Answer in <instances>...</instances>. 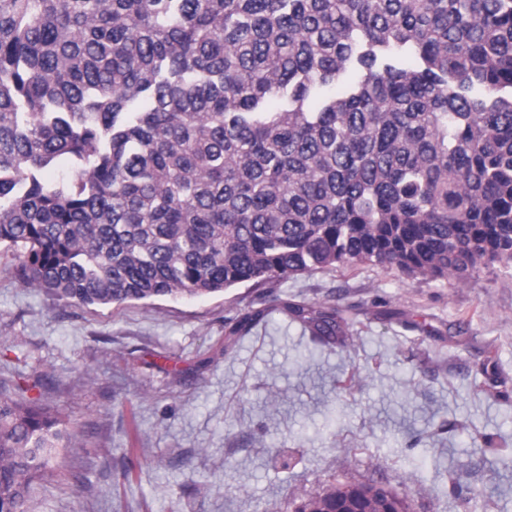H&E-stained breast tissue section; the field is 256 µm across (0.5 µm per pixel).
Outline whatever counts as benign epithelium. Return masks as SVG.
I'll list each match as a JSON object with an SVG mask.
<instances>
[{
	"label": "benign epithelium",
	"instance_id": "1",
	"mask_svg": "<svg viewBox=\"0 0 512 512\" xmlns=\"http://www.w3.org/2000/svg\"><path fill=\"white\" fill-rule=\"evenodd\" d=\"M298 512H408L406 502L382 485L342 484L316 497Z\"/></svg>",
	"mask_w": 512,
	"mask_h": 512
}]
</instances>
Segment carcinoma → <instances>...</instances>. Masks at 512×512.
<instances>
[{"instance_id":"cac0c4a2","label":"carcinoma","mask_w":512,"mask_h":512,"mask_svg":"<svg viewBox=\"0 0 512 512\" xmlns=\"http://www.w3.org/2000/svg\"><path fill=\"white\" fill-rule=\"evenodd\" d=\"M0 246L81 306L512 267V0H0ZM66 438L0 386V512Z\"/></svg>"}]
</instances>
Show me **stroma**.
<instances>
[{"instance_id":"1","label":"stroma","mask_w":512,"mask_h":512,"mask_svg":"<svg viewBox=\"0 0 512 512\" xmlns=\"http://www.w3.org/2000/svg\"><path fill=\"white\" fill-rule=\"evenodd\" d=\"M0 249V381L71 434L28 512H296L378 483L409 512H512V268L463 285L373 265L79 306ZM335 303L323 346L280 302ZM267 315L230 337L243 314Z\"/></svg>"}]
</instances>
